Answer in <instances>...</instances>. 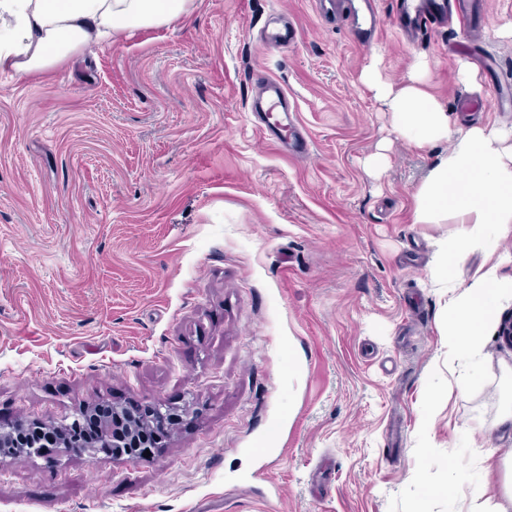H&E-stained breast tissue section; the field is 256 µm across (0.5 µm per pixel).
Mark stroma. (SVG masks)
Here are the masks:
<instances>
[{"instance_id": "stroma-1", "label": "stroma", "mask_w": 512, "mask_h": 512, "mask_svg": "<svg viewBox=\"0 0 512 512\" xmlns=\"http://www.w3.org/2000/svg\"><path fill=\"white\" fill-rule=\"evenodd\" d=\"M294 44L258 43L272 15ZM427 61L452 129L512 130V0L359 41L313 0H192L170 25L0 76V424L161 404L149 459L0 457V512H478L512 459V348L449 370L452 295L406 142L363 85ZM279 81L287 139L253 109ZM306 137L307 156L290 143ZM386 168L370 176L368 159ZM468 378L460 387V378ZM452 483L451 495L427 484Z\"/></svg>"}]
</instances>
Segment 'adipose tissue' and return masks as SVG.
<instances>
[{
  "instance_id": "1",
  "label": "adipose tissue",
  "mask_w": 512,
  "mask_h": 512,
  "mask_svg": "<svg viewBox=\"0 0 512 512\" xmlns=\"http://www.w3.org/2000/svg\"><path fill=\"white\" fill-rule=\"evenodd\" d=\"M190 2L0 0V73L24 78L51 70L87 47L168 25L188 11ZM427 69V63H418L397 86L373 67L363 81L409 141L419 146L452 142L416 194L415 221L441 224L451 218L459 226L436 243L435 274L446 287H455L453 267L469 253L497 256L446 308L443 334L449 347L457 357L473 358L498 321L502 299L512 297V280L499 274L512 255L497 251L512 231V140L486 127L452 131L448 112L422 87Z\"/></svg>"
}]
</instances>
